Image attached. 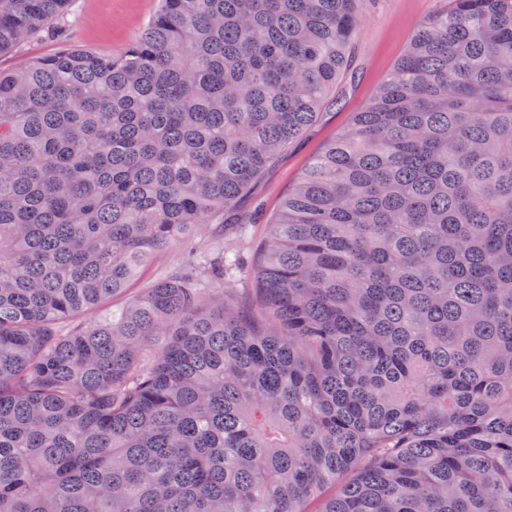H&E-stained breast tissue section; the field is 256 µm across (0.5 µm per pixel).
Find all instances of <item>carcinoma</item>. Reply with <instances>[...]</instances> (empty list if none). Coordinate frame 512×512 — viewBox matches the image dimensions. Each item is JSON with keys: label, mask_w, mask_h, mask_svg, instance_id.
Returning a JSON list of instances; mask_svg holds the SVG:
<instances>
[{"label": "carcinoma", "mask_w": 512, "mask_h": 512, "mask_svg": "<svg viewBox=\"0 0 512 512\" xmlns=\"http://www.w3.org/2000/svg\"><path fill=\"white\" fill-rule=\"evenodd\" d=\"M76 4L0 0V57ZM365 5L160 0L0 69V512H512V0H445L226 242ZM78 1V15L68 18L67 43L109 54L124 50L160 5V0Z\"/></svg>", "instance_id": "cac0c4a2"}]
</instances>
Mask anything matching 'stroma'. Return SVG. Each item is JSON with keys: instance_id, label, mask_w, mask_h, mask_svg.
<instances>
[{"instance_id": "obj_1", "label": "stroma", "mask_w": 512, "mask_h": 512, "mask_svg": "<svg viewBox=\"0 0 512 512\" xmlns=\"http://www.w3.org/2000/svg\"><path fill=\"white\" fill-rule=\"evenodd\" d=\"M160 0H79V13L70 18L65 41L36 37L13 55L0 58V68L9 70L36 57H46L69 42L114 54L124 50L159 7ZM442 0H371L355 49L357 75L343 79L336 92L339 107L326 109L242 199L240 207L259 208L255 239H262L267 226L277 218L288 189L299 180L310 162L325 146L349 127L354 113L362 111L381 80L391 72L411 36Z\"/></svg>"}]
</instances>
